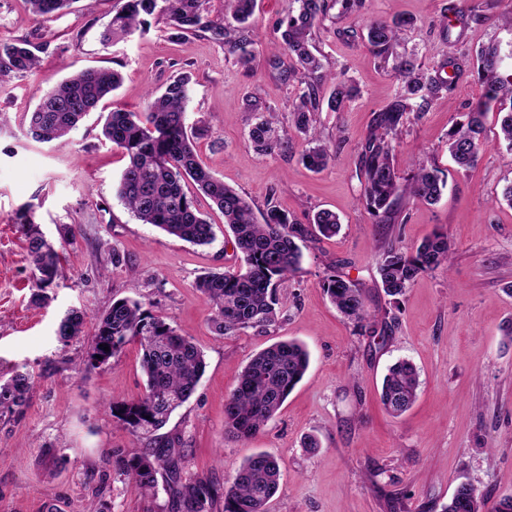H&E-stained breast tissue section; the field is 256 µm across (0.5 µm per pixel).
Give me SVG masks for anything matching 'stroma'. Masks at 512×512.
Returning <instances> with one entry per match:
<instances>
[{"label":"stroma","mask_w":512,"mask_h":512,"mask_svg":"<svg viewBox=\"0 0 512 512\" xmlns=\"http://www.w3.org/2000/svg\"><path fill=\"white\" fill-rule=\"evenodd\" d=\"M457 0H366V9L331 10L312 44L324 68L344 75L360 95L345 111L317 113L311 136L291 131L289 105L296 83L278 46L276 23L286 0H257L252 19L254 60L243 67L222 43L200 32L173 39L165 17L148 31L106 45L101 34L122 0H75L36 21L25 0H0V42L29 41L39 66L0 77V376L29 372L32 387L22 414L0 416V512H87L96 500L110 512H167L169 477L157 494L133 492L114 468L117 454L143 452L145 437L116 422L108 404L134 399L145 376L137 345L110 365L83 361L93 333L61 341L60 318L70 309L100 313L118 299L139 301L171 326L188 332L202 350L205 373L193 397L163 429L176 438L185 472L230 485L257 452L278 459L280 485L267 512H442L454 488L471 484L487 504L512 494V206L501 202L512 181V152L499 145L498 109L486 115L488 140L478 164L457 167L448 131L483 100L485 89L463 70L450 98L409 118L395 142L400 173L435 164L447 186L434 204L414 202L376 222L360 202L359 143L374 112L400 89L396 56H376L360 37L366 18L411 19L400 51L415 54L430 76H447L449 61L474 59L496 45L501 75L512 74V28L501 16L512 0H470L475 15H460ZM111 69L123 76L102 103L104 112H141L150 91L170 79H190L186 123L202 164L239 191L255 215L277 207L302 225L321 209L341 223L333 238L301 242V270L279 289L282 309L271 326L219 336L198 278L233 271L243 262L223 215L193 183L185 190L212 224L214 240L197 246L137 221L115 187L126 157L100 136L90 114L66 143H39L24 131V115L42 89L70 73ZM273 111L288 129L286 149L254 148L249 130ZM334 145L329 166L315 173L301 162L311 140ZM38 224L61 257L63 278L32 304V268L16 223ZM451 244L450 264L419 276L399 299L385 294L377 272L389 248L414 250L434 232ZM124 259L113 266V253ZM340 273L364 288L367 308L385 323L371 336L344 318L322 288ZM303 343L310 365L277 415L254 437L224 431V403L250 359L279 341ZM410 360L420 386L413 406L392 417L379 401L387 369ZM315 438L317 450L306 448Z\"/></svg>","instance_id":"1"}]
</instances>
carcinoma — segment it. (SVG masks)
Instances as JSON below:
<instances>
[{"instance_id":"1","label":"carcinoma","mask_w":512,"mask_h":512,"mask_svg":"<svg viewBox=\"0 0 512 512\" xmlns=\"http://www.w3.org/2000/svg\"><path fill=\"white\" fill-rule=\"evenodd\" d=\"M33 16L45 17L68 7L73 0H27ZM205 0H124L102 34L112 42L132 35L149 25L148 17L166 16L175 36L206 30L212 37L249 67L252 61V23L256 0H224L226 13L238 23L236 28L213 25L204 20ZM345 12H359L364 0H288V7L277 21L282 47L294 60L288 78L300 76L302 93L291 105V123L306 134L315 113L327 108L343 110L357 95V88L324 71L321 59L312 51L313 29L336 5ZM411 20H366V41L379 55L393 53L402 28ZM39 59L25 41L0 43V72L28 73ZM453 75L443 79L421 73L422 65L413 55L399 56L396 69L401 77L400 92L374 113L370 130L360 142L359 173L361 202L370 215L383 222L394 209L416 200L436 202L446 186L445 174L435 166L418 164L411 174L400 175L394 164L392 140L401 133L411 113L422 114L443 94L451 93L460 64L448 62ZM501 58L498 47L479 49L473 72L485 84V102L468 112L467 122L448 132V150L462 168L477 165L485 144L484 115L491 102L499 104L498 139L512 148V75L499 77ZM331 78L336 86L328 99L320 97L321 83ZM122 76L114 70L84 69L48 89L35 108L26 113V133L39 142L63 143L83 119L120 87ZM189 88L187 78L170 80L161 91L149 92L143 112L112 111L102 126L103 138L128 158L116 186V196L143 224H151L170 236L194 245L214 240L210 224L184 191L190 179L224 215L234 245L244 265L234 271H211L201 276L196 288L213 309L212 322L220 336H233L241 330L270 325L278 318L276 291L299 269L305 229L288 214L270 207L257 219L247 200L234 188L214 178L198 160L193 140L185 125ZM275 113L258 118L249 131L251 142L262 153L272 154L288 147V133H279ZM334 148L319 143L302 155L314 172L330 163ZM311 223L324 237L339 233L336 213L320 210ZM26 242L35 286L44 289L63 276L60 256L37 225L19 223ZM450 245L443 233L428 237L413 252L388 250L378 266L385 293L397 300L421 274L448 266ZM322 287L337 310L356 321L372 336L386 335L387 325H378L366 309L362 285L341 274L327 276ZM89 314L73 309L60 321L57 335L68 341L83 333ZM95 330L85 355L90 366L109 363L121 349L135 343L141 351V368L146 376L145 390L138 398L109 403L112 417L137 433L153 437V447L141 454L118 456L114 466L129 479L139 493L156 492L157 473H170L168 512H266L276 494L281 476L276 458L258 452L250 455L236 472L230 486L224 487L208 476H182L175 441L154 433L165 426L171 414L194 394L204 373L203 352L191 336L180 333L161 317L142 309L134 301L120 299L104 313L92 316ZM109 350H104V347ZM309 367V353L295 341L277 342L258 352L243 369L238 383L224 404V430L238 439H249L281 409L288 395L303 379ZM419 375L408 361L389 368L383 379L380 399L386 411L398 417L414 403ZM31 389L29 374L14 371L0 383V410L19 413ZM484 501L476 489L459 485L444 512H483Z\"/></svg>"}]
</instances>
